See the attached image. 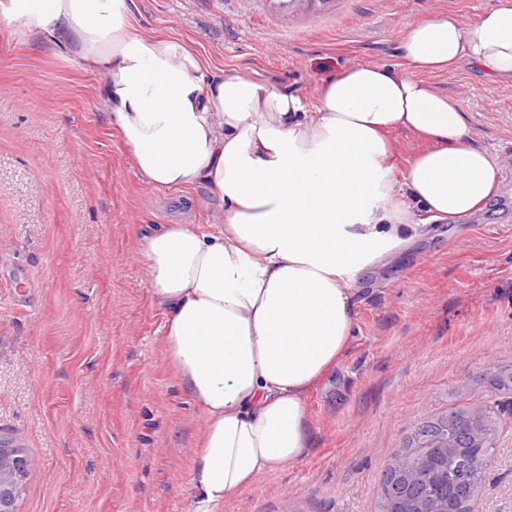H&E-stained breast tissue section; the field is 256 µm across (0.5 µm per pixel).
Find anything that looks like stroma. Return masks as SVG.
Masks as SVG:
<instances>
[{"label":"stroma","mask_w":512,"mask_h":512,"mask_svg":"<svg viewBox=\"0 0 512 512\" xmlns=\"http://www.w3.org/2000/svg\"><path fill=\"white\" fill-rule=\"evenodd\" d=\"M495 0H133L141 31L173 35L211 72L242 71L315 103L355 60L403 67L399 32ZM504 173L464 222L435 221L365 271L352 340L310 395L299 461L224 512H375L389 461L431 417L483 401L512 417V85L471 67L431 74ZM100 73L26 44L0 11V437L35 461L18 512H188L202 415L168 362L165 317L136 252L146 227L206 231L205 188L143 184L100 100ZM476 512H512L503 433Z\"/></svg>","instance_id":"stroma-1"}]
</instances>
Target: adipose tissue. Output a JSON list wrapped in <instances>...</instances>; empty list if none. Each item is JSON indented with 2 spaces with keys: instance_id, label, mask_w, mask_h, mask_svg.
Instances as JSON below:
<instances>
[{
  "instance_id": "ef3b65f1",
  "label": "adipose tissue",
  "mask_w": 512,
  "mask_h": 512,
  "mask_svg": "<svg viewBox=\"0 0 512 512\" xmlns=\"http://www.w3.org/2000/svg\"><path fill=\"white\" fill-rule=\"evenodd\" d=\"M133 0H10L33 45L51 41L102 74V102L142 182L205 187L223 223L144 232L140 255L180 384L205 420L189 512L298 461L309 393L353 334L360 276L423 236L417 215L471 217L498 167L461 103L426 79L473 65L512 84V0L469 23L455 13L403 27L406 65L360 62L322 81L315 106L131 21ZM428 147L397 167L392 138Z\"/></svg>"
}]
</instances>
